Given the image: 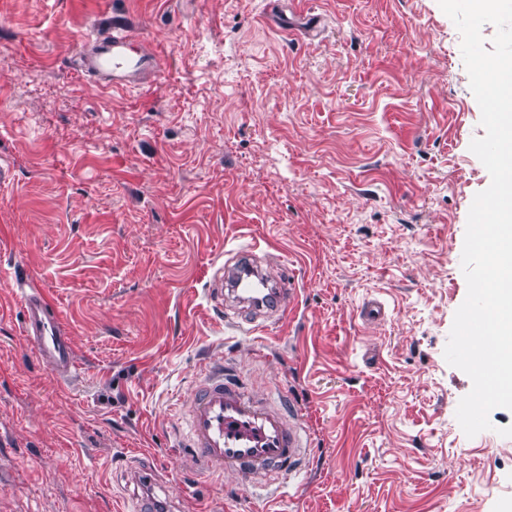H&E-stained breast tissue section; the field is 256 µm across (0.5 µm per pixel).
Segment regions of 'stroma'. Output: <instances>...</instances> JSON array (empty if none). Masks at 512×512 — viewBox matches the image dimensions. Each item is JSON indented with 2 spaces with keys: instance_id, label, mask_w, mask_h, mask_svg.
I'll return each mask as SVG.
<instances>
[{
  "instance_id": "stroma-1",
  "label": "stroma",
  "mask_w": 512,
  "mask_h": 512,
  "mask_svg": "<svg viewBox=\"0 0 512 512\" xmlns=\"http://www.w3.org/2000/svg\"><path fill=\"white\" fill-rule=\"evenodd\" d=\"M288 3L0 0V512H133L142 472L173 512H512V411L466 437L444 357L491 182L460 33L438 0ZM115 19L163 60L144 89L71 64ZM255 242L297 293L257 331L208 294ZM18 274L72 380L27 344ZM222 362L299 415L278 490L192 469L186 406ZM16 288L22 302L23 336L57 377H68L76 368V354L55 305L26 278L17 279Z\"/></svg>"
}]
</instances>
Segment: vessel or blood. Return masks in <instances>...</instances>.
<instances>
[{
  "instance_id": "obj_1",
  "label": "vessel or blood",
  "mask_w": 512,
  "mask_h": 512,
  "mask_svg": "<svg viewBox=\"0 0 512 512\" xmlns=\"http://www.w3.org/2000/svg\"><path fill=\"white\" fill-rule=\"evenodd\" d=\"M134 32L116 22L95 30L89 47L78 59L80 72L100 88L125 90L158 73L159 57L134 53ZM259 245L241 250L235 264L216 275L211 288L215 302L232 296L243 312L283 315L294 302L292 289L269 285L254 288L250 276L262 274ZM22 302V332L43 363L60 378L76 367V354L49 296L28 282L17 281ZM191 447L201 472H232L243 479L277 477L302 449L299 422L287 420L278 405L261 401L234 384L225 382L222 368H207L196 383L187 407Z\"/></svg>"
}]
</instances>
